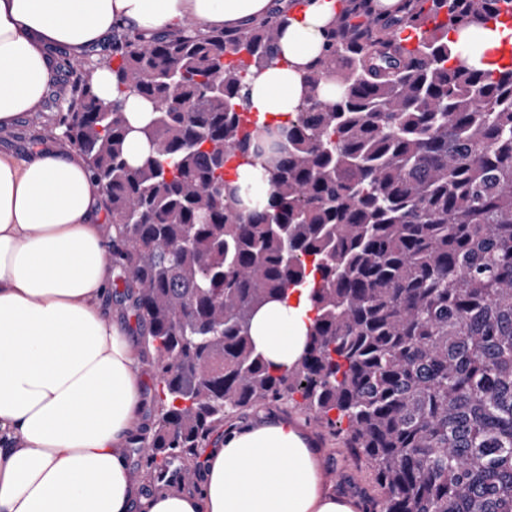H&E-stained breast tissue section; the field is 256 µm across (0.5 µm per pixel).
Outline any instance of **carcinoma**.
I'll list each match as a JSON object with an SVG mask.
<instances>
[{
    "label": "carcinoma",
    "mask_w": 512,
    "mask_h": 512,
    "mask_svg": "<svg viewBox=\"0 0 512 512\" xmlns=\"http://www.w3.org/2000/svg\"><path fill=\"white\" fill-rule=\"evenodd\" d=\"M340 2L283 124L241 94L276 52L278 7L245 28L118 27L110 54L69 64L55 127L104 191L161 384L137 443L164 483L233 413L287 399L372 473L377 512H512V66L475 69L448 45L505 28L512 0ZM131 94L154 106L141 127ZM296 288L305 351L274 367L252 319Z\"/></svg>",
    "instance_id": "carcinoma-1"
}]
</instances>
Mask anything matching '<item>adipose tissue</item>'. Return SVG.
I'll use <instances>...</instances> for the list:
<instances>
[{
    "label": "adipose tissue",
    "instance_id": "1",
    "mask_svg": "<svg viewBox=\"0 0 512 512\" xmlns=\"http://www.w3.org/2000/svg\"><path fill=\"white\" fill-rule=\"evenodd\" d=\"M338 0H0V127L31 111L53 76L51 49L83 54L114 27L172 32L241 28L281 8L278 50L247 90L260 119L294 116L300 72L321 50ZM507 30L456 34L452 52L479 69ZM102 190L85 163L45 151L0 153V512H361L324 488L318 450L288 419L225 434L198 495L137 499L125 441L140 413L139 356L100 299L108 244L94 224ZM306 290L255 314L251 336L270 362L296 363L310 323Z\"/></svg>",
    "mask_w": 512,
    "mask_h": 512
}]
</instances>
